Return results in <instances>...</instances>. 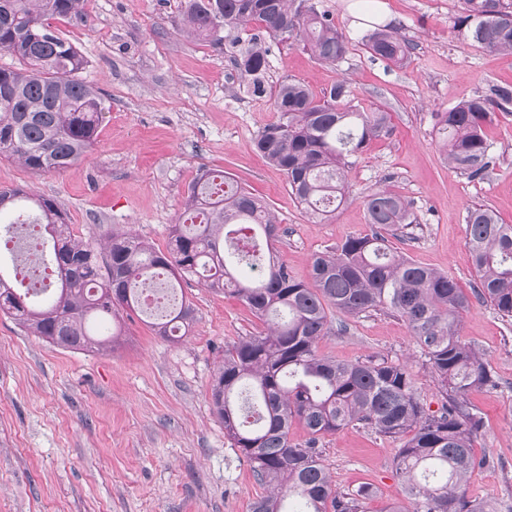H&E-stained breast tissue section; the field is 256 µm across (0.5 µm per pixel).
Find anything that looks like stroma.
<instances>
[{"mask_svg": "<svg viewBox=\"0 0 512 512\" xmlns=\"http://www.w3.org/2000/svg\"><path fill=\"white\" fill-rule=\"evenodd\" d=\"M322 2L350 40L344 61L326 65L302 45L274 42L268 86L289 78L319 95L345 80L361 106L391 112L394 127L353 158L350 198L329 223H312L283 172L255 151L254 137L276 119L271 100L245 91L228 45L181 33V0H84L80 15L54 20L86 59L82 77L99 89L106 117L92 149L67 170L34 174L0 159V186L56 200L74 237L95 247L121 228L163 251L199 167L221 169L270 203L281 226L273 250L299 281L309 279L315 253L370 233L364 201L389 189L410 200L417 217L392 247L471 292L468 208L491 207L512 224V105L484 129L496 163L480 180L448 166L434 115L512 84V54L460 36V0ZM365 13L406 37V65L366 52ZM183 293L197 314L191 335L172 342L148 319L123 314L121 336L94 352L50 345L0 313V512H250L265 488L212 415L210 389L225 345L265 325L235 296L193 281ZM329 318L348 330L323 337L321 354L342 362L388 356L407 366L431 410L440 409L439 385L402 319L336 309ZM460 335L498 379L469 395L485 421L473 449L486 464L472 472L468 490L512 505V320L476 301ZM320 446L337 491L371 487L366 512L405 505L395 442L348 427Z\"/></svg>", "mask_w": 512, "mask_h": 512, "instance_id": "1", "label": "stroma"}]
</instances>
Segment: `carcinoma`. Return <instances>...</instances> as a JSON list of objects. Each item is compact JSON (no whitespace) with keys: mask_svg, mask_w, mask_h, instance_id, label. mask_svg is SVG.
I'll return each mask as SVG.
<instances>
[{"mask_svg":"<svg viewBox=\"0 0 512 512\" xmlns=\"http://www.w3.org/2000/svg\"><path fill=\"white\" fill-rule=\"evenodd\" d=\"M294 0H184L182 31L216 46L224 31L256 32L230 61L255 96L270 95L277 120L256 135L257 152L281 170L310 218L329 222L343 202L349 158L373 139L392 133L390 112L366 110L353 90L338 82L316 96L306 85L282 80L267 88L268 42L292 40L322 63L335 65L348 40L329 11L312 4L301 15ZM83 0H0V50L19 67H0V158L34 174L61 171L93 147L104 118L100 92L80 77L86 60L61 37L50 19L81 12ZM465 39L493 52H512V11L501 0H461L454 20ZM361 43L375 60L402 66L409 42L393 29H377ZM491 99L462 101L436 113L435 131L448 164L481 179L494 163L484 127L493 121ZM375 231L351 236L313 255L310 280L294 279L272 252L279 238L275 214L221 170L203 167L188 186L184 211L171 227L167 251L114 231L104 250L72 237L55 200L26 189L0 187V216L8 240L33 239L26 256L52 269L57 285L32 299L14 291L0 268V312L31 334L68 350L109 344L90 334L93 316L115 317L147 309L158 316L155 334L175 341L196 323L177 283L196 280L231 293L267 325L266 332L224 347V362L211 387L213 413L231 446L268 487L250 512H284L297 496L305 512H365L370 487L351 493L334 488L321 459V438L348 426L400 442L393 459L410 509L384 512H498L468 495L470 474L482 461L473 441L484 429L467 394L495 387L483 355L462 341L463 315L475 298L512 319V225L485 206L468 209L465 247L476 272L473 296L445 273L395 251L390 238L415 222L410 204L389 190L365 201ZM260 270L243 279L242 269ZM352 317L388 311L407 323L424 364L440 384L444 403L432 411L417 394L406 368L383 355L340 362L322 355L319 340L332 328L328 310ZM299 422L308 439L291 438Z\"/></svg>","mask_w":512,"mask_h":512,"instance_id":"carcinoma-1","label":"carcinoma"}]
</instances>
